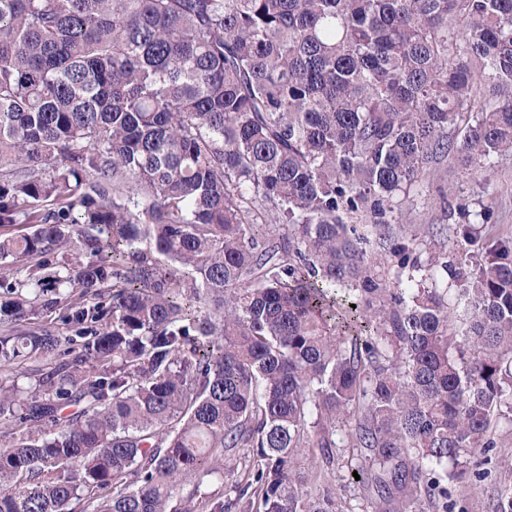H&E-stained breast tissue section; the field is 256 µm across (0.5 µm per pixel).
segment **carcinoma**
<instances>
[{
  "instance_id": "carcinoma-1",
  "label": "carcinoma",
  "mask_w": 512,
  "mask_h": 512,
  "mask_svg": "<svg viewBox=\"0 0 512 512\" xmlns=\"http://www.w3.org/2000/svg\"><path fill=\"white\" fill-rule=\"evenodd\" d=\"M503 152L512 0H0V512H342L338 423L380 512H466L512 235L393 288L350 221L413 268L400 195ZM242 452L224 455V485L219 481L208 482L207 490L213 493L227 491L236 482L245 481L247 474L244 467Z\"/></svg>"
}]
</instances>
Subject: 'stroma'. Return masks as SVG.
Instances as JSON below:
<instances>
[{
	"mask_svg": "<svg viewBox=\"0 0 512 512\" xmlns=\"http://www.w3.org/2000/svg\"><path fill=\"white\" fill-rule=\"evenodd\" d=\"M406 216L393 220V240H414L421 264H429L436 255L451 256L463 251L466 243L459 236L460 225H471L482 236L512 234V153L494 157L483 170L464 168L454 159L436 167L433 179L415 184L406 194ZM444 224L447 235L435 238L429 225ZM499 446L486 464L484 481L473 484L465 506L467 512H487V492L499 479L501 461L512 457V423L501 422L497 430ZM303 466L316 473L321 485L331 489L343 512H376L366 487L353 473L363 464L360 449L348 443L344 427L336 429L335 460L321 470L317 449L301 456Z\"/></svg>",
	"mask_w": 512,
	"mask_h": 512,
	"instance_id": "stroma-1",
	"label": "stroma"
}]
</instances>
